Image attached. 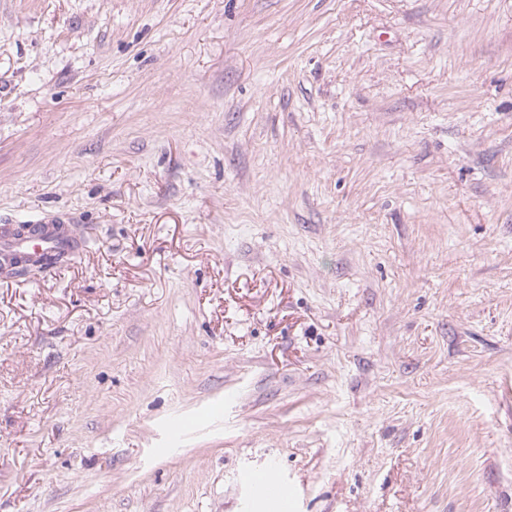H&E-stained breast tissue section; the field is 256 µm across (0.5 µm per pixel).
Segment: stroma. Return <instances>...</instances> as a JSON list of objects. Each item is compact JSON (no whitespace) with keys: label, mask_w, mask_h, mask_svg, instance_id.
I'll use <instances>...</instances> for the list:
<instances>
[{"label":"stroma","mask_w":512,"mask_h":512,"mask_svg":"<svg viewBox=\"0 0 512 512\" xmlns=\"http://www.w3.org/2000/svg\"><path fill=\"white\" fill-rule=\"evenodd\" d=\"M0 512H512V0H0ZM41 225L45 227L46 231H44L41 235L32 241H24L22 243L16 239L13 241H8V238L4 235L0 241V255L11 253L17 247H24L34 251L39 250V252L42 253L43 247L47 245H56L74 255L79 254V252L82 250L83 245L79 239L68 234L65 236L54 233L56 228L49 226V223ZM246 481L252 486L259 487L266 499L281 502L283 512H288L289 497L292 492L280 479L267 471L248 473Z\"/></svg>","instance_id":"35a3bbf8"}]
</instances>
